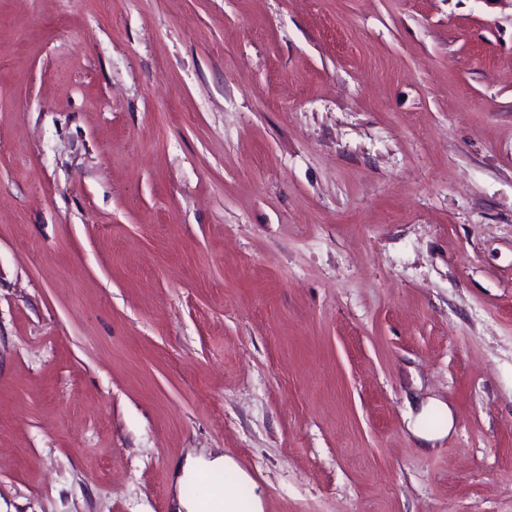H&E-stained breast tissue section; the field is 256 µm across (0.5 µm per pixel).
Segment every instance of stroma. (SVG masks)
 <instances>
[{"label":"stroma","mask_w":512,"mask_h":512,"mask_svg":"<svg viewBox=\"0 0 512 512\" xmlns=\"http://www.w3.org/2000/svg\"><path fill=\"white\" fill-rule=\"evenodd\" d=\"M217 451L263 512H512V0H0V512Z\"/></svg>","instance_id":"obj_1"}]
</instances>
